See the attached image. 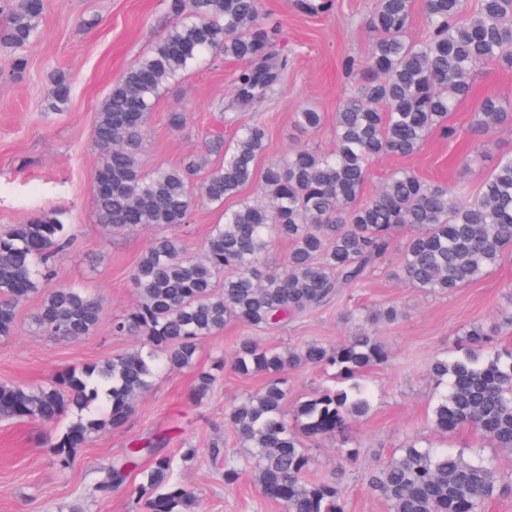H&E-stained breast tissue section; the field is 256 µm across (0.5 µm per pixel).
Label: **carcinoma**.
I'll return each mask as SVG.
<instances>
[{"mask_svg":"<svg viewBox=\"0 0 512 512\" xmlns=\"http://www.w3.org/2000/svg\"><path fill=\"white\" fill-rule=\"evenodd\" d=\"M311 14L330 11L333 0H298ZM174 25L168 35L132 63L113 84L95 124L102 159L92 174L95 209L102 224L131 228L181 227L196 207H217L254 182L261 199L224 211L204 255H192L185 239L162 235L141 255L130 274L136 304L112 322L117 335L139 337V346L80 368L57 371L36 389L0 383V420L26 418L54 424L69 411L77 419L50 444L60 470L70 469L77 450L94 436L125 426L134 399L147 392L161 369H196L191 399L200 403L224 377V363L196 368L200 341L231 321L254 335L241 337L230 365L241 376L265 379L256 392L224 410L242 454L214 445L223 456L224 487L246 475L262 496L284 512H344L341 479L331 473L306 478L311 457L304 440L335 437L341 456L353 462L359 448L350 443L353 422L371 409L365 373L388 361L374 324L397 319L393 306L345 319L362 321L358 333L336 346L309 343L280 350L257 334L316 311L345 290L362 285L384 268L398 229L414 228L394 275L431 295H445L473 283L512 259V151L497 158L479 188L456 183L429 184L399 169L365 195L370 165L385 155L410 156L429 135L456 134L448 114L471 94L482 66L512 69V0H479L463 16L464 0H425L426 29L408 38L411 0H377L370 26L376 32L366 59L349 57L345 72L355 87L338 105L335 147L324 153L300 147L258 168L267 146L263 126L244 119L245 110L267 101L288 75V53L277 48L278 30L263 16L260 0H168ZM45 7L35 0H0L7 24L0 30V52L16 53L37 38ZM238 64L233 98L218 102L237 126L233 145L216 143L222 155L208 166L193 154L175 166L142 170L145 128L160 92L206 55ZM52 109L68 104V75H50ZM296 125L314 131L323 113L303 108ZM512 124V113L494 97L481 101L477 127L491 132ZM204 174L201 196L191 192ZM289 242L281 270L265 258L274 242ZM71 242L68 227L54 213L0 230V336L15 331L16 307L57 277L54 258ZM103 315L100 298L61 284L43 294L32 327L56 339L76 342L89 335ZM461 354L433 357L429 376L437 390L431 424L448 435L469 426L497 448H512V348L498 347L495 330L482 324L461 332ZM315 366L334 382L288 409L284 372ZM167 438L133 441L112 463L108 477L68 505L88 512L89 503L125 485L131 475L141 512H197L193 489L174 476L192 462L196 448L179 455L164 451ZM149 464L141 467L143 456ZM371 493L389 512H485L488 501L512 489L492 457L468 458L413 438L396 456L366 475Z\"/></svg>","mask_w":512,"mask_h":512,"instance_id":"cac0c4a2","label":"carcinoma"}]
</instances>
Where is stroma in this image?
<instances>
[{
    "mask_svg": "<svg viewBox=\"0 0 512 512\" xmlns=\"http://www.w3.org/2000/svg\"><path fill=\"white\" fill-rule=\"evenodd\" d=\"M261 6L269 23L279 29L280 48L291 58L287 78L255 115L268 133L261 161L279 159L298 146L332 150L336 106L353 89L343 63L351 56L368 57L374 38L369 20L376 0H335L333 11L315 16L303 13L296 0H261ZM88 18L95 19L94 27H83ZM172 23L167 0H47L40 36L25 51L22 77H13L10 58L0 56V227L42 212H61L73 244L58 259V279L92 290L104 307L92 333L76 342H62L32 328L38 297L22 303L14 335L0 339V381L36 388L57 370L99 361L139 344L138 337L113 335L112 321L133 306L130 272L159 231H130L98 222L91 177L100 160L94 123L113 82L161 40ZM235 69L234 61L208 57L162 91L146 127L141 157L145 170L179 164L213 142L232 140L234 128L225 122L217 102L232 94ZM56 70L69 75L72 93L63 111L48 112L44 106L50 95L49 75ZM488 95L512 107V70L483 66L471 96L449 115L456 137L447 139L435 132L411 156L379 158L371 165L367 190H374L397 168L410 169L428 182L478 185L498 155L512 150V127L487 134L476 130L478 104ZM305 107L324 113L318 130L305 132L296 126L295 114ZM175 110L189 116L180 131L168 124V114ZM477 149L483 155L475 161L471 155ZM257 194L253 184L243 188L239 198L226 200L223 208L200 205L189 227L180 231L190 252L202 250L224 209ZM511 304L509 261L477 282L439 296L380 270L337 302L263 333L262 341L269 346L299 347L310 341L334 345L353 330L343 321L344 312L379 305H392L400 312L398 321L378 329L389 362L366 376L373 403L351 429L359 458L346 463L331 439L311 443L310 478L339 472L346 512H388L386 503L368 491L365 475L389 460L410 436L439 440L455 452L494 457L503 471L512 473V451L492 447L472 428L437 439L429 417L435 390L426 374L432 356L456 353L464 327L492 326L497 311ZM193 381L189 369L159 371L151 390L137 399L129 422L95 436L78 450L66 473L59 471L49 449L60 426L0 422V512H66L72 500L105 479L108 464L121 457L130 441H146L159 433L168 437L167 451L197 448L196 461L176 475L193 488L199 512H283L280 504L262 497L252 480L225 488L222 461L211 453L213 444L220 442L236 450L235 434L224 423V408L258 389L262 377H242L225 368L223 386L200 404L189 398Z\"/></svg>",
    "mask_w": 512,
    "mask_h": 512,
    "instance_id": "stroma-1",
    "label": "stroma"
}]
</instances>
